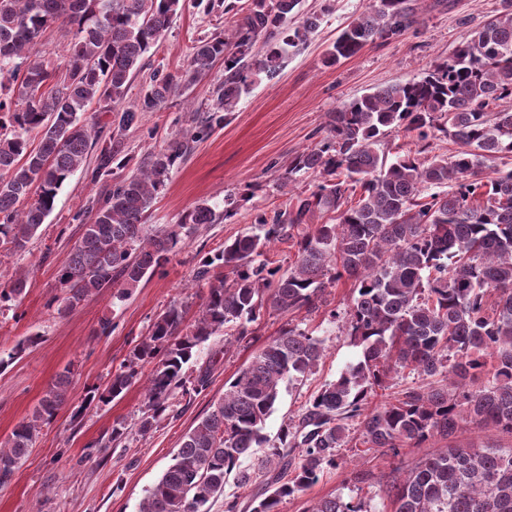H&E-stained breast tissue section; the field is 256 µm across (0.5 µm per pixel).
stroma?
I'll use <instances>...</instances> for the list:
<instances>
[{"instance_id": "1", "label": "stroma", "mask_w": 512, "mask_h": 512, "mask_svg": "<svg viewBox=\"0 0 512 512\" xmlns=\"http://www.w3.org/2000/svg\"><path fill=\"white\" fill-rule=\"evenodd\" d=\"M372 3L331 0L330 11L307 45L289 53L275 78L255 84L223 127L196 143L174 167L148 212L149 224L178 223L197 204H220L228 194L238 198L237 212L223 223L201 227L130 297L119 300L107 292L66 314L57 313L51 305L63 293L59 271L82 235L81 225L73 223L72 216L87 201L103 197L111 185L107 179L91 181L86 168L62 186L52 213L27 248L0 255V289L8 287L18 269L29 273L25 295L0 313V352L13 355L0 368V441L31 414L58 373L72 372L69 402L42 426L25 462L8 484L0 486V512H139L184 433L223 395L225 382L236 376L251 353L278 336L284 319L265 312L251 324V334L244 340L211 337L186 368L191 376L208 371L207 389L175 395L168 416L149 434L139 433L138 421L145 408L144 380L151 365H143L140 382L109 403L84 406L89 391L103 388L168 305L185 304L189 316L197 315L207 294L206 286L194 279L203 256L248 231L257 213L273 212L291 196L313 189L315 177L304 176L287 187L282 175L297 154L322 140L331 113L371 88L423 76L435 60L452 54L469 26L483 23L501 9V0H447L446 6L425 8L417 23L398 39L369 46L338 64H326L325 52L339 32ZM235 21V13L207 15L195 7L194 0H185L170 32L145 60L180 70L196 40L231 30ZM223 77L224 65L216 63L209 74L171 97L161 111L148 113L143 129L123 132L119 175L137 171L148 153L159 151L172 135L190 127L210 104ZM105 319L112 322L107 335L99 330ZM295 322L324 339L326 356L307 381L282 386L264 427L273 442L289 419L300 414L311 393L361 358L360 349L338 324L328 321L324 311L299 313ZM30 336L36 337V344H27ZM80 405L85 412L74 417L73 410ZM118 422L126 424L128 434L113 445L108 438ZM442 446V441L433 440L403 449L399 456L376 459L342 449L345 466L325 472L300 498L284 503L282 512H305L314 502L336 495L362 502L374 512L380 504L374 488L353 485L352 470L398 474ZM117 483L122 490L116 494L112 487Z\"/></svg>"}]
</instances>
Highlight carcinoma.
<instances>
[{"mask_svg": "<svg viewBox=\"0 0 512 512\" xmlns=\"http://www.w3.org/2000/svg\"><path fill=\"white\" fill-rule=\"evenodd\" d=\"M422 0H373L328 50L338 63L368 45L399 37L418 21ZM300 0H250L231 37L197 41L183 69L159 65L140 100L124 105L131 74L172 27L181 0H0V249L23 251L52 213L59 189L85 166L99 145L91 177L113 172L116 152L100 122L86 123L90 104L113 114L120 132L141 126L171 96L224 60V80L213 92L208 128L224 125L242 96L261 77L282 69L288 49L307 44L322 13L298 15ZM207 15L228 13L225 0H197ZM74 28V43L58 65L32 55L31 46L57 24ZM262 48L254 50L258 39ZM512 0L470 29L447 58L424 76L366 93L332 113L323 141L291 161L290 184L311 173L318 184L291 198L272 217L259 214L250 230L204 257L195 280L208 293L193 322L172 304L112 374L98 401L112 400L139 381L142 362L154 363L146 387L142 434L165 418L176 390L199 393L207 373L186 377L194 350L232 331L250 335L262 311L293 317L319 307L326 288L354 281V296L329 321L342 323L361 360L324 384L286 425L280 445H268L266 419L281 385L316 373L324 341L288 321L279 336L255 350L224 384L212 410L182 438L172 463L148 490L140 512H209L229 475L240 487L258 479L264 497L246 507L224 501V512H281V505L342 463L339 450L398 456L432 438L448 440L462 423L492 426L512 435V169L493 163L512 155ZM412 136L415 148L391 159L380 150L391 129ZM443 135L461 145L451 156L431 154ZM197 134L178 133L147 158L138 172L112 182L73 220L83 235L61 274L65 314L87 299L113 291L124 299L168 263L198 226L236 213L207 203L179 223L152 228L145 218ZM328 221L316 224V217ZM280 243L294 251L282 269L271 256ZM23 271L0 290V310L20 298ZM421 384L371 407L390 374L404 370ZM71 372L58 374L30 417L0 442V486L27 457L43 424L70 397ZM360 437L350 438V423ZM254 457L256 466L241 467ZM370 481L390 512H512V448L446 446L406 469L403 478ZM307 512H369L329 496Z\"/></svg>", "mask_w": 512, "mask_h": 512, "instance_id": "obj_1", "label": "carcinoma"}]
</instances>
